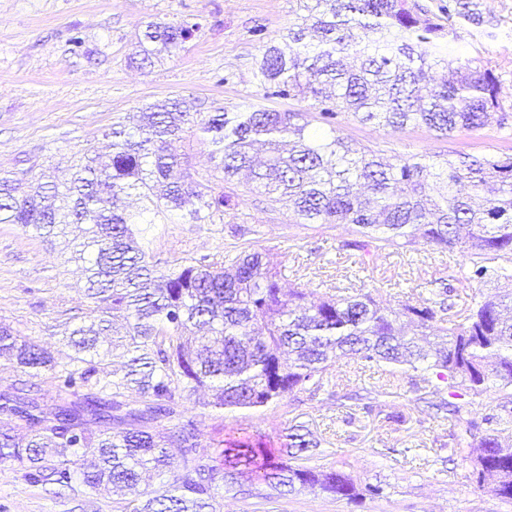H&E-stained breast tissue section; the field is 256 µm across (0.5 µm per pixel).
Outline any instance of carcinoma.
<instances>
[{
    "label": "carcinoma",
    "mask_w": 512,
    "mask_h": 512,
    "mask_svg": "<svg viewBox=\"0 0 512 512\" xmlns=\"http://www.w3.org/2000/svg\"><path fill=\"white\" fill-rule=\"evenodd\" d=\"M299 13L259 43L252 76L263 99L309 102L311 111L280 112L244 102L235 112H201L184 99L141 108L133 126L117 120L105 133V162L83 156L64 180L35 186L0 176V224L49 239L67 224L87 225L71 259L84 267L90 325L65 329L74 350L66 364L31 337L0 323V358L28 376L0 393V465L34 484L59 489L80 478L88 488L131 496L129 512H210L221 486L248 483L271 490L318 487L356 501L361 493L339 471L308 465L321 441L304 426L289 428L274 448L261 436L202 446L182 402L202 388L215 409L257 408L285 394H325L338 401L330 363L342 354L377 375L349 396L348 422L380 413L379 398L398 389L396 370L414 372L415 402L447 415L453 450L470 464L479 488L512 502V154L417 153L389 161L345 137L338 118L377 123L393 132L422 126L438 138L496 127L512 142V104L503 76L457 52L456 24L494 26L481 0H447L433 12L420 0H298ZM197 25L151 22L140 64L184 48ZM317 120L324 128H311ZM196 136L220 159L210 172L175 178L187 168L177 144ZM251 175V191L278 195L297 224H345V246L370 264L387 249L422 241L460 251L455 280L505 288L469 295L456 313L452 289L409 293L395 308L370 292L326 295L279 285L282 272L262 254L230 250L224 260L186 258L157 268L141 242V220L126 211L133 192L144 211L188 224L239 219L235 178ZM439 339L434 353L401 333ZM128 357L118 378L102 361L110 349ZM56 380L47 404L33 379ZM497 403L476 420L470 408L490 388ZM178 419L158 429L160 420ZM176 447L179 456L168 449ZM169 474L151 492L143 475Z\"/></svg>",
    "instance_id": "1"
}]
</instances>
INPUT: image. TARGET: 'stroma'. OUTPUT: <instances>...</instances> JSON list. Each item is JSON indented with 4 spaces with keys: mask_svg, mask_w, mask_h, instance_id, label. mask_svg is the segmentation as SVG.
I'll return each mask as SVG.
<instances>
[{
    "mask_svg": "<svg viewBox=\"0 0 512 512\" xmlns=\"http://www.w3.org/2000/svg\"><path fill=\"white\" fill-rule=\"evenodd\" d=\"M496 28L462 25L459 45L512 76V0H483ZM297 0H0V174L28 179L41 171L65 172L83 152L103 154L105 132L117 118L136 115L145 105L169 98L197 100L202 111H234L261 92L252 80L258 53L253 35L261 26L277 33L294 23ZM200 23L184 50L153 64L130 59L148 22ZM83 46L73 50L71 38ZM350 139L386 156L421 152L482 153L512 151L494 130L439 139L423 127L400 133L348 121ZM240 209L249 225L188 224L177 215L165 223L144 225L149 252L160 267L187 257L221 259L225 249L248 246L282 272L283 290L305 288L322 296L346 288L372 292L384 306L403 293L448 284L452 303L466 293L455 280L458 253L416 242L409 250L380 254L360 270L347 241L353 234L342 224L320 228L294 223L272 195L240 185ZM84 274L64 262L59 248L0 224V321L48 347L58 362L69 360L61 341L66 325L79 323L84 309ZM410 373L400 376L397 396L383 418L345 423L334 401L284 395L258 410H216L207 393L184 404L203 445L226 436L263 435L279 442L290 425L303 422L322 438L317 470H340L359 487L377 485L381 495L348 502L317 488L272 492L262 498L239 487L221 489L216 512H512V503L489 489L476 488L470 468L448 454L449 421L415 405ZM410 457H403V450ZM123 497L99 495L81 483L52 491L26 482L9 466H0V512H125Z\"/></svg>",
    "mask_w": 512,
    "mask_h": 512,
    "instance_id": "1",
    "label": "stroma"
}]
</instances>
